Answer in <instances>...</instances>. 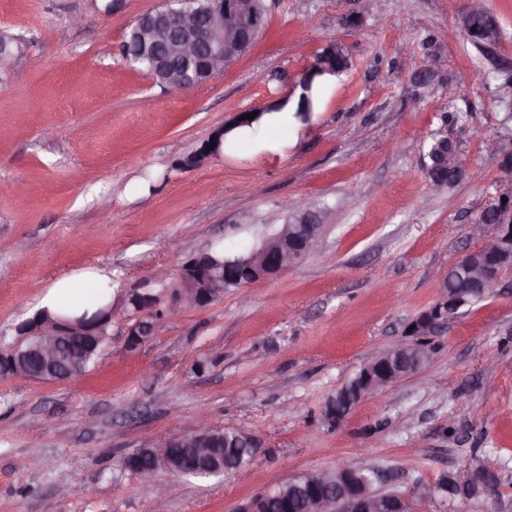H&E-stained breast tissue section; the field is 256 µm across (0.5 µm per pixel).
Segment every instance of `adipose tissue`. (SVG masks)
Returning <instances> with one entry per match:
<instances>
[{"label":"adipose tissue","instance_id":"adipose-tissue-1","mask_svg":"<svg viewBox=\"0 0 512 512\" xmlns=\"http://www.w3.org/2000/svg\"><path fill=\"white\" fill-rule=\"evenodd\" d=\"M110 280V272L100 268L72 273L56 280L40 298L38 307L53 316L95 312L112 299Z\"/></svg>","mask_w":512,"mask_h":512}]
</instances>
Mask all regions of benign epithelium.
<instances>
[{
	"label": "benign epithelium",
	"mask_w": 512,
	"mask_h": 512,
	"mask_svg": "<svg viewBox=\"0 0 512 512\" xmlns=\"http://www.w3.org/2000/svg\"><path fill=\"white\" fill-rule=\"evenodd\" d=\"M179 0H166V9L147 13L138 18L140 23H151L171 34L166 53L157 58L159 70H169L172 59L195 60L200 67L196 82L180 86L187 90L210 83L224 74L226 69L225 49L247 51L253 44L255 31L268 14L269 7L257 11L249 0H216L218 6L205 14L190 8H174ZM448 171L456 179H461L469 168L466 156L455 154L448 157ZM494 228L484 247L466 253L453 264V268L465 271L488 294H493L506 274H512V192L503 194L492 208L490 218ZM318 225L311 211L300 213L293 231L285 235L273 246L261 244L253 247L243 260L249 279L254 283L271 278L300 262L317 245ZM221 276L215 271L213 258L208 253L194 255L184 263L179 282L174 288V304L169 311L204 308L222 293ZM142 301L133 309V322L126 328V345L137 348L154 333L158 310L153 296L139 294ZM462 294H448V278L439 281V294L436 303L425 312L415 325L414 335L428 336L448 324L465 304ZM18 335L33 340V358L46 366L48 372L38 375L40 380L68 381L83 374L73 358H66L65 352L70 339L91 335L90 325L82 320L55 319L41 313L17 327ZM430 359L429 351L422 342L402 341L390 349L383 361L387 370L371 364L365 371L366 384L360 394L365 400L383 390L391 380L400 375H413L422 362ZM218 429L201 425L189 434H176L156 445L159 456H166L169 448L187 444L202 457L210 455ZM350 467L336 468V476L318 481L324 488L320 495L309 498L305 512H382L388 504H393L397 512H412L413 500H427L433 490L425 485H417L413 495L394 490H376L380 482L379 474L367 479L346 480ZM451 490L448 498L452 502V512H468L471 501L469 490L470 476L458 470L450 478Z\"/></svg>",
	"instance_id": "benign-epithelium-1"
}]
</instances>
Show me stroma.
I'll return each mask as SVG.
<instances>
[{
    "label": "stroma",
    "mask_w": 512,
    "mask_h": 512,
    "mask_svg": "<svg viewBox=\"0 0 512 512\" xmlns=\"http://www.w3.org/2000/svg\"><path fill=\"white\" fill-rule=\"evenodd\" d=\"M479 2L497 42L456 25ZM163 0H0L17 49L0 68V352L57 278L112 271L111 337L72 381L0 377V512H153L136 449L197 417L262 446L247 468L198 481L156 471L166 512H239L255 495L345 464L387 488L437 485L463 462L496 474L472 512H512V276L425 342L420 372L338 424L329 397L400 341L438 282L486 242L471 224L508 184L512 0H272L266 30L223 77L180 90L125 63L131 24ZM337 43L347 71L319 79L288 134L241 129L186 165L242 112L296 110L316 54ZM443 129L467 175L435 192L428 135ZM496 142L497 151L486 148ZM307 202L318 252L201 309L164 315L125 346V295L170 302L187 257L258 244ZM171 279L160 283L155 269Z\"/></svg>",
    "instance_id": "obj_1"
}]
</instances>
